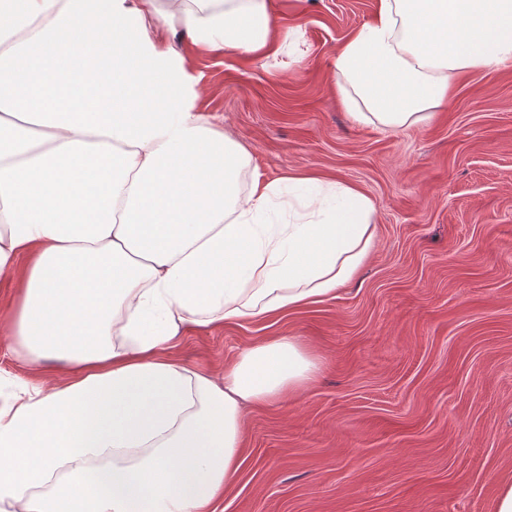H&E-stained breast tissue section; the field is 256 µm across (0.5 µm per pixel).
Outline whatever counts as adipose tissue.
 <instances>
[{
    "mask_svg": "<svg viewBox=\"0 0 512 512\" xmlns=\"http://www.w3.org/2000/svg\"><path fill=\"white\" fill-rule=\"evenodd\" d=\"M156 2L0 0L4 328L35 372L0 396V512H216L244 408L304 388L318 362L273 336L218 380L173 347L191 326L319 304L375 247L354 188L243 187L249 154L198 106L183 44L261 56L268 0ZM511 60L512 0H378L335 67L356 122L401 129L447 104L454 75ZM284 187L313 220L275 224Z\"/></svg>",
    "mask_w": 512,
    "mask_h": 512,
    "instance_id": "obj_1",
    "label": "adipose tissue"
}]
</instances>
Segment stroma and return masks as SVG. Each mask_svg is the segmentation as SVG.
Masks as SVG:
<instances>
[{"instance_id":"stroma-1","label":"stroma","mask_w":512,"mask_h":512,"mask_svg":"<svg viewBox=\"0 0 512 512\" xmlns=\"http://www.w3.org/2000/svg\"><path fill=\"white\" fill-rule=\"evenodd\" d=\"M287 39L259 58L186 49L199 104L263 181L356 188L376 247L336 298L174 348L222 377L268 336L319 358L315 381L245 413L217 512H494L512 482V61L457 76L432 120L360 124L334 61L377 0H270Z\"/></svg>"}]
</instances>
